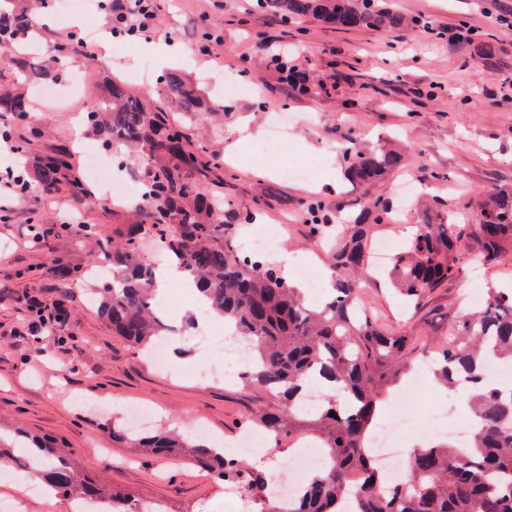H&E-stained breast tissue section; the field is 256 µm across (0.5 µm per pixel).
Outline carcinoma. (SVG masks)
Instances as JSON below:
<instances>
[{
    "label": "carcinoma",
    "mask_w": 512,
    "mask_h": 512,
    "mask_svg": "<svg viewBox=\"0 0 512 512\" xmlns=\"http://www.w3.org/2000/svg\"><path fill=\"white\" fill-rule=\"evenodd\" d=\"M265 7L286 19L312 17L338 27L364 26L392 34L409 25L407 17L382 0H263ZM31 18L0 0V49L37 40ZM72 53L66 42L56 45L51 59L34 64L19 55L15 64L37 82L61 70ZM166 92L182 112L179 124L167 112L146 104L117 84L89 112L99 122L101 136L110 146L132 150L140 180L150 200L137 208L136 222L122 241L101 239L99 251L112 267V279L98 290V314L115 335L149 349L172 329L154 309L157 268L144 261L136 241L148 230L162 231V247L177 268L192 279L211 309L224 317L251 345L252 362L245 379L265 389L283 405L280 412H265L253 420L271 436L283 431L295 441L316 439L330 455L327 469L309 478L295 512H340L343 500L356 502L355 512H512V389L504 392L489 384L487 365L496 358L512 361V287L490 285L483 306L465 308L456 317L450 336L427 343L435 373L446 386L466 385L476 432L465 448L434 444L415 448L409 456V478L399 487L387 484L375 463L368 440L377 403L386 398L411 371L418 338L390 333L358 304L362 278L368 270L372 239L392 219L385 201L365 197L361 207L369 217H357L336 233L329 261L332 292L320 307L306 305L300 291L289 284L270 260L249 258L235 242L231 205L205 197L197 180L206 176V151L193 147L187 126L202 111L198 89L179 73L166 76ZM0 112L20 117L30 112L26 94L18 89L0 91ZM346 176L368 184L400 165V156L387 148H366L347 139ZM63 155L39 159L32 183L42 190L71 187L81 199L85 191L69 178ZM309 235L321 238L324 206L307 204ZM470 235L474 245L460 254V243ZM512 253V188L491 194L481 207V223L472 232L455 223L453 212L424 206L415 231L395 255L391 282L403 299L417 305L429 292L456 278L464 266H497ZM317 376L340 387L314 413L296 409L305 383ZM13 447L0 444V465L9 462L26 469L32 461L46 465L42 475L58 492L83 495L103 505V512H135L127 493L83 478L51 439L16 434ZM137 448L172 457L182 455L218 481L244 484L249 492L267 486L264 474L239 459L219 455L191 436L144 434Z\"/></svg>",
    "instance_id": "1"
}]
</instances>
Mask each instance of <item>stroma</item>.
I'll use <instances>...</instances> for the list:
<instances>
[{
    "mask_svg": "<svg viewBox=\"0 0 512 512\" xmlns=\"http://www.w3.org/2000/svg\"><path fill=\"white\" fill-rule=\"evenodd\" d=\"M388 2L418 19V26L390 35L308 17L285 24L247 0H160L150 36L108 35L98 40L97 57L72 55L64 71L45 80L56 88L82 74L80 95L24 120L0 114V132L9 131L13 145L22 148L18 154L0 150V170L26 175L32 160L66 152L75 174L88 181L86 153L107 147L87 110L102 99L107 81L177 119L179 105L162 84L170 68L200 89L207 106L189 129L194 144L211 158L201 191L230 201L236 211L258 212L262 226L280 228L279 255L294 254L311 261L315 271L325 270L327 248L307 234L306 201L321 200L342 223L358 210L361 195L399 203L398 190L406 182L438 196L454 210L456 223H478L483 194L512 186V99L502 97L503 85L512 83V27L500 21L512 11V0ZM168 30L178 40L160 67L148 48L163 42ZM204 30L218 39L210 62L197 52ZM128 41L138 55L113 63V52ZM281 42L293 50L279 61L270 46ZM145 64L151 67L146 81L138 76ZM284 65L323 78V86L304 96L287 92L279 80ZM230 76L244 79L251 95L225 99ZM274 112L290 115V161L314 165L312 180L288 178L290 161L278 155L256 161L253 135L267 131ZM350 133L369 148L395 143L400 166L364 189L348 182L335 145ZM90 191L80 200L64 189L30 190L0 222V430L58 438L79 468L128 492L135 503L157 500L167 512H226L222 482L186 460L160 459L113 441L112 429L125 425L129 408L146 407L155 413L154 431L185 434L200 424L207 442L219 448L272 401L239 381L196 379L194 365L218 361L196 338H182L163 370L90 312L97 239H122L132 220L131 208L107 198L102 186L91 184ZM60 265L70 268V276L57 277ZM490 281H512L511 254L492 279L466 269L416 306H401L385 278L373 274L364 280L359 302L384 329L433 339L447 335L450 316ZM34 298L64 306L65 333L75 353L64 352L50 336L39 342L19 336ZM434 385L425 376L421 390L407 400L412 412L435 405L447 408L449 420L468 416L465 387H457L451 405Z\"/></svg>",
    "mask_w": 512,
    "mask_h": 512,
    "instance_id": "35a3bbf8",
    "label": "stroma"
}]
</instances>
